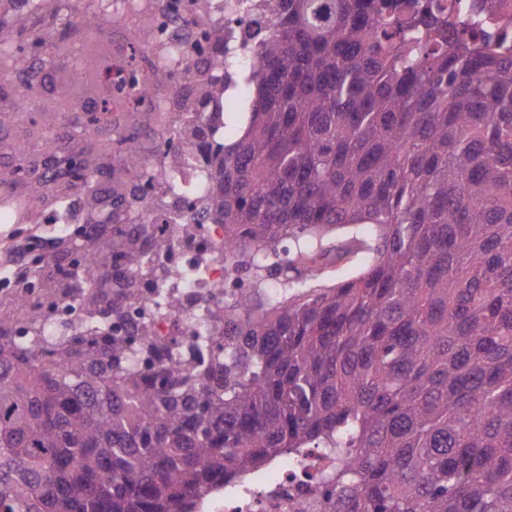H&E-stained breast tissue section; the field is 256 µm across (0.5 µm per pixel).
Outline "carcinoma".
I'll list each match as a JSON object with an SVG mask.
<instances>
[{"label":"carcinoma","mask_w":512,"mask_h":512,"mask_svg":"<svg viewBox=\"0 0 512 512\" xmlns=\"http://www.w3.org/2000/svg\"><path fill=\"white\" fill-rule=\"evenodd\" d=\"M14 2L0 0L1 72L22 52ZM261 2L274 29L234 54L207 10L191 19L214 43L196 83L245 73L243 134L214 144L202 112L176 134L157 115L165 147L217 164L205 200L224 268L255 279L213 314L224 336L184 347L147 321L107 325L140 300L117 270L166 247L147 224L99 221L112 153L151 186L136 136L78 140L60 184L13 170L45 206L77 192L83 228L72 253L27 270L20 335L0 321V512H187L299 448L336 457L321 482L356 512H512V15L497 0ZM43 13L99 18L84 0H36L28 16ZM135 38L156 43L152 13ZM190 73L165 63L148 79ZM84 257L108 293L54 328L43 308L89 287ZM346 257L356 275L314 286Z\"/></svg>","instance_id":"obj_1"}]
</instances>
